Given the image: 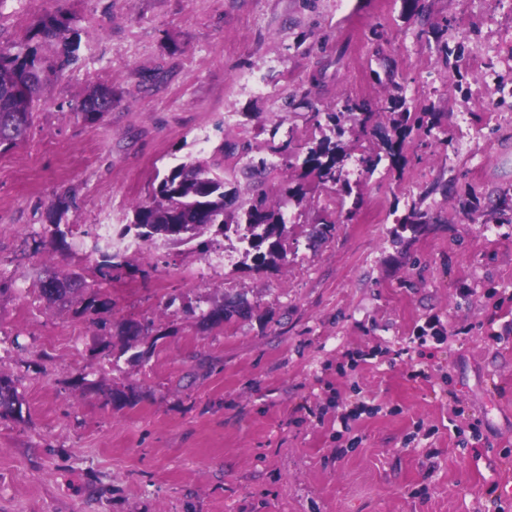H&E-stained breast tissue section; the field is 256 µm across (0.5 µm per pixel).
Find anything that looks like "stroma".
Here are the masks:
<instances>
[{"instance_id": "1", "label": "stroma", "mask_w": 512, "mask_h": 512, "mask_svg": "<svg viewBox=\"0 0 512 512\" xmlns=\"http://www.w3.org/2000/svg\"><path fill=\"white\" fill-rule=\"evenodd\" d=\"M55 11L79 21L78 58L0 150V372L23 403L0 419V512H512V201L504 224L461 211L512 189V0H8L0 42ZM94 84L112 110L89 124L74 106ZM391 94L445 140L420 162L411 135L403 168L350 177L360 205L333 238L310 233L338 192L283 206L287 264L193 279L237 246L207 234L128 251L112 309L34 293L47 270L95 282L99 225L155 171L248 141L277 159L275 197L299 172L270 149L314 134L304 113ZM418 199L435 221L396 248ZM226 293L251 313L201 324ZM125 321L150 328L132 351ZM73 206V201L67 197H60L53 205L52 211H53V220H52V239L53 241H64L66 235L68 233H72V229L69 227V224H63L64 230L61 229V219L66 214L69 209Z\"/></svg>"}]
</instances>
